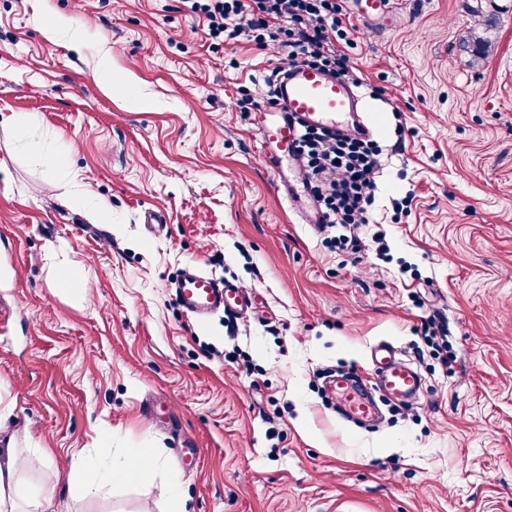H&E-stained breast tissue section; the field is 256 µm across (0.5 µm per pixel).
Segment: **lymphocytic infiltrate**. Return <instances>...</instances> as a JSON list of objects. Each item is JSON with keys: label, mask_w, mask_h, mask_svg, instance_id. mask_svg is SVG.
I'll return each mask as SVG.
<instances>
[{"label": "lymphocytic infiltrate", "mask_w": 512, "mask_h": 512, "mask_svg": "<svg viewBox=\"0 0 512 512\" xmlns=\"http://www.w3.org/2000/svg\"><path fill=\"white\" fill-rule=\"evenodd\" d=\"M203 15L210 38L247 40L271 51L276 72L308 65L335 77H352L346 40L356 26L342 0H184ZM302 178L312 189L325 223L341 227L339 242L362 250L357 234L371 223L380 150L358 133L305 130L300 138Z\"/></svg>", "instance_id": "1"}]
</instances>
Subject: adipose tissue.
Wrapping results in <instances>:
<instances>
[{
    "mask_svg": "<svg viewBox=\"0 0 512 512\" xmlns=\"http://www.w3.org/2000/svg\"><path fill=\"white\" fill-rule=\"evenodd\" d=\"M51 464L49 453L42 448L30 449L20 454L14 438H6L0 449V512H41L46 494H33L23 474L44 472ZM161 465L160 460L139 452L130 453L123 465L102 470L92 461H84L81 467V492L95 498L104 486L147 482Z\"/></svg>",
    "mask_w": 512,
    "mask_h": 512,
    "instance_id": "adipose-tissue-1",
    "label": "adipose tissue"
}]
</instances>
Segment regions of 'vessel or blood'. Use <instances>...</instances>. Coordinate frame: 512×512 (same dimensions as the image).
I'll list each match as a JSON object with an SVG mask.
<instances>
[{"label":"vessel or blood","instance_id":"obj_1","mask_svg":"<svg viewBox=\"0 0 512 512\" xmlns=\"http://www.w3.org/2000/svg\"><path fill=\"white\" fill-rule=\"evenodd\" d=\"M278 103L268 112L260 128L261 149L274 176H281L284 161L294 159L301 126L326 130H359L371 134L362 119L361 99L352 83L325 75L307 66L292 67L277 83ZM180 306L197 317L215 311H232L247 302L245 292L234 284L214 278L195 266L183 270L177 285ZM374 375L381 390L391 399L405 401L422 387L418 369L398 359L393 345L381 342L370 349ZM330 392L339 398L348 417L367 419L370 402L362 384L351 376L333 384Z\"/></svg>","mask_w":512,"mask_h":512}]
</instances>
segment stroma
Segmentation results:
<instances>
[{
    "label": "stroma",
    "mask_w": 512,
    "mask_h": 512,
    "mask_svg": "<svg viewBox=\"0 0 512 512\" xmlns=\"http://www.w3.org/2000/svg\"><path fill=\"white\" fill-rule=\"evenodd\" d=\"M48 3L52 40L34 0H0V432L51 451L50 512H172V470L192 512H512V0H346L384 149L358 264L263 158L268 51L210 49L181 0ZM191 263L248 309L186 315ZM433 310L448 371L416 351ZM381 341L422 393L349 422L324 373H367ZM129 448L163 460L151 483L76 496L74 459Z\"/></svg>",
    "instance_id": "obj_1"
}]
</instances>
